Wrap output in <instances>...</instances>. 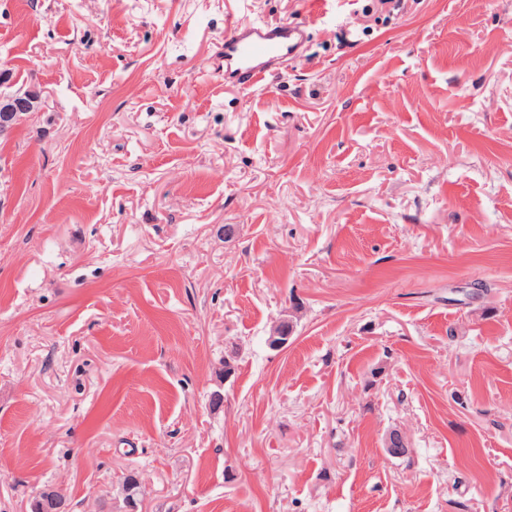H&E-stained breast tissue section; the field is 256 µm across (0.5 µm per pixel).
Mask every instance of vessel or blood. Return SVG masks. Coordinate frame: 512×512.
Listing matches in <instances>:
<instances>
[{
  "mask_svg": "<svg viewBox=\"0 0 512 512\" xmlns=\"http://www.w3.org/2000/svg\"><path fill=\"white\" fill-rule=\"evenodd\" d=\"M306 39L307 26L303 23L231 20L224 33L225 84L242 89L257 87L267 74L299 57Z\"/></svg>",
  "mask_w": 512,
  "mask_h": 512,
  "instance_id": "1",
  "label": "vessel or blood"
}]
</instances>
